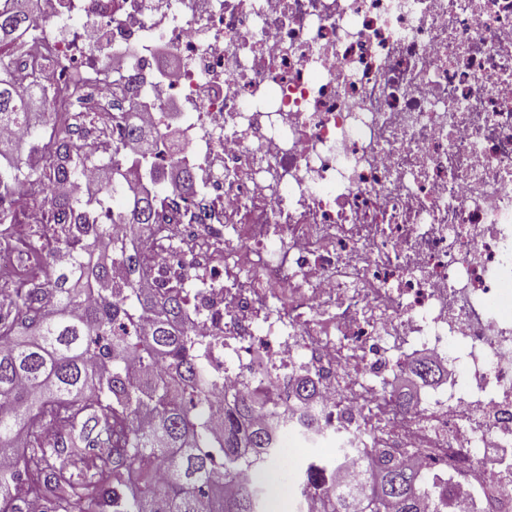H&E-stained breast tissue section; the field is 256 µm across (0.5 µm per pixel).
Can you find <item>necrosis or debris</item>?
<instances>
[{
    "instance_id": "1",
    "label": "necrosis or debris",
    "mask_w": 512,
    "mask_h": 512,
    "mask_svg": "<svg viewBox=\"0 0 512 512\" xmlns=\"http://www.w3.org/2000/svg\"><path fill=\"white\" fill-rule=\"evenodd\" d=\"M40 2L18 93L50 58L58 99L94 85L97 157L119 102L182 131L173 221L208 227L190 318L225 393L308 378L286 428L358 482L372 442L450 512H512V0ZM417 352L448 380L402 406L384 386Z\"/></svg>"
}]
</instances>
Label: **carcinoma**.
I'll list each match as a JSON object with an SVG mask.
<instances>
[{"instance_id":"carcinoma-1","label":"carcinoma","mask_w":512,"mask_h":512,"mask_svg":"<svg viewBox=\"0 0 512 512\" xmlns=\"http://www.w3.org/2000/svg\"><path fill=\"white\" fill-rule=\"evenodd\" d=\"M18 0L0 11V123L35 131L32 103L49 119L51 85L35 78L31 92L15 94L5 55L41 28ZM121 139L101 162L103 182L90 203L66 193L43 198L50 238L44 279L13 289L0 304V512H269L270 475L282 470L275 397L240 394L224 412L209 415L225 397L223 375L209 359L211 341L188 322L182 274L155 280L136 247L112 237V225L150 229L165 222L157 161L165 149L135 121L119 116ZM132 143L138 154L123 153ZM95 162L70 138L54 139L49 162L33 168L18 160L0 171V227L19 224L15 197L30 186L76 179ZM126 208L105 223L95 215L106 200L124 195ZM74 256L56 264L55 253ZM123 267V296L112 294L114 263ZM424 382L436 366L408 363ZM334 460L305 458L296 489L323 498L324 512H363L349 504ZM251 468L256 481L240 485ZM368 512H447L448 487L426 483L400 464L368 470Z\"/></svg>"}]
</instances>
